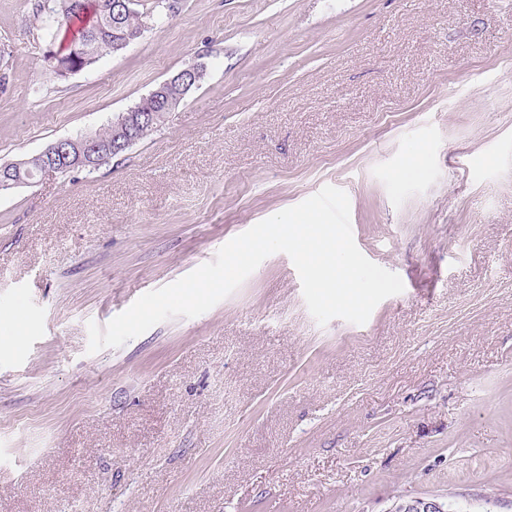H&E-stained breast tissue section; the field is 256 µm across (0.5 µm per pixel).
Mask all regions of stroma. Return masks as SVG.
I'll use <instances>...</instances> for the list:
<instances>
[{
  "label": "stroma",
  "mask_w": 512,
  "mask_h": 512,
  "mask_svg": "<svg viewBox=\"0 0 512 512\" xmlns=\"http://www.w3.org/2000/svg\"><path fill=\"white\" fill-rule=\"evenodd\" d=\"M61 80L0 0V164L197 60L160 131L0 193V512H512V0H169ZM332 185L401 294L310 314L283 253L88 353L142 294ZM451 505L437 499L411 498L397 502L390 512H451Z\"/></svg>",
  "instance_id": "1"
}]
</instances>
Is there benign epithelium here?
Listing matches in <instances>:
<instances>
[{
  "label": "benign epithelium",
  "instance_id": "obj_1",
  "mask_svg": "<svg viewBox=\"0 0 512 512\" xmlns=\"http://www.w3.org/2000/svg\"><path fill=\"white\" fill-rule=\"evenodd\" d=\"M134 0H102L101 9L112 14V25L123 27L122 18L130 11ZM204 65L193 64L185 70L160 83L149 94L163 112L176 109L185 99L189 91L198 85ZM149 114L134 107L119 114L114 122L115 134L112 145L100 142L97 135L87 133L78 137L58 139L45 147L36 157L41 159L42 173L58 172L60 167L69 165L72 161L80 162L88 171L99 167L100 157L109 151H124L132 147L138 138L135 135L137 127L147 122ZM21 162L17 161L0 166V192L10 190L22 181L15 178L14 172L20 169ZM391 512H451V505L437 499L411 498L395 504Z\"/></svg>",
  "mask_w": 512,
  "mask_h": 512
}]
</instances>
